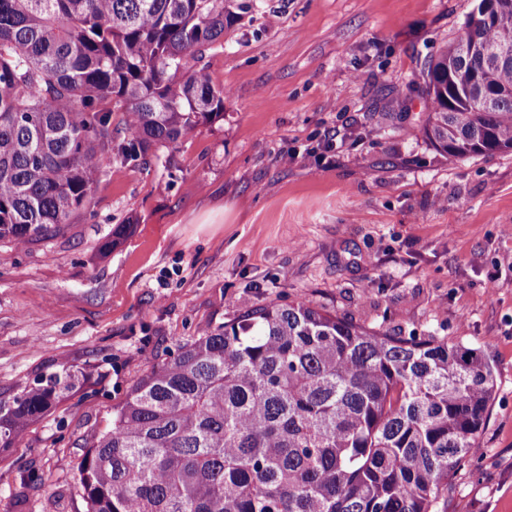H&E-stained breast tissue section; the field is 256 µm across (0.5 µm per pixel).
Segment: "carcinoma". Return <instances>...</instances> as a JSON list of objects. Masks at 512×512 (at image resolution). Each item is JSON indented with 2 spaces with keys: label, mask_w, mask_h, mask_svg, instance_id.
Returning <instances> with one entry per match:
<instances>
[{
  "label": "carcinoma",
  "mask_w": 512,
  "mask_h": 512,
  "mask_svg": "<svg viewBox=\"0 0 512 512\" xmlns=\"http://www.w3.org/2000/svg\"><path fill=\"white\" fill-rule=\"evenodd\" d=\"M253 7L0 0V240L59 232L112 164L224 117V87L186 58ZM422 96L440 152L512 151V0L439 48ZM84 381L64 368L1 397L0 449ZM495 386L462 341L270 301L132 384L79 463L86 512H447Z\"/></svg>",
  "instance_id": "obj_1"
}]
</instances>
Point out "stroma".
Returning <instances> with one entry per match:
<instances>
[{
  "mask_svg": "<svg viewBox=\"0 0 512 512\" xmlns=\"http://www.w3.org/2000/svg\"><path fill=\"white\" fill-rule=\"evenodd\" d=\"M475 5L256 0L189 56L226 89L223 119L113 164L59 234L0 241V393L89 375L0 451V512H85V442L134 381L204 329L302 297L481 349L497 386L448 512H512V152L453 159L420 132L424 61Z\"/></svg>",
  "mask_w": 512,
  "mask_h": 512,
  "instance_id": "obj_1",
  "label": "stroma"
}]
</instances>
